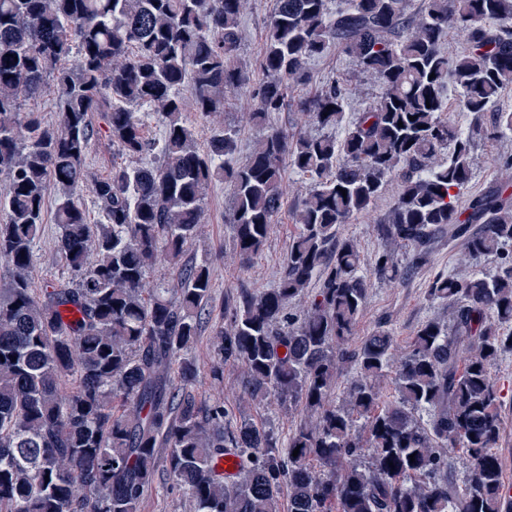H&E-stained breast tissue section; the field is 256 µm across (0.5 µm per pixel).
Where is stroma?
<instances>
[{"instance_id":"stroma-1","label":"stroma","mask_w":512,"mask_h":512,"mask_svg":"<svg viewBox=\"0 0 512 512\" xmlns=\"http://www.w3.org/2000/svg\"><path fill=\"white\" fill-rule=\"evenodd\" d=\"M272 7L273 0H248L241 18V59L246 82L250 85L261 78L255 61L263 48L264 23ZM333 76L349 80L355 89L354 96L345 108V118L349 121L356 117L365 104L375 100L381 91L379 83L363 74L352 58L334 52L310 65L309 80L303 87L304 92H315ZM251 110L252 106L245 92L241 91L217 117L197 120V143L200 150H207L214 129L230 126L237 133L236 158L242 163L255 144L262 139L267 127L273 126L289 132L309 127L303 115L291 108L272 114L268 126H258L249 119ZM90 120L96 135L86 155L85 174L87 181L91 182L108 175L114 165L121 163L122 157L112 148L102 114L91 113ZM476 156L472 178L462 189L461 199H468L471 195L491 187L512 188V169H504L498 164L499 159L512 158V134H504L492 142H479ZM284 189L282 209L265 249L250 264L241 265L236 252L229 225L232 191L229 185L221 181L213 182L205 195L202 222L190 247L191 254H208L214 258L210 316L205 320L201 335L191 353L193 360L201 368L192 392L202 402H223L225 410L235 419H250L256 424L272 427L282 438L287 437L300 423L302 415L299 409L274 400L260 405L249 402L244 393V369L241 364L224 363L220 375L217 376L212 373V365L215 361L213 325L226 315L227 297L242 287H272L287 256L288 246L297 232L292 214L304 192V185L293 171L288 170L284 173ZM61 194V189H52L46 201L37 261L31 272V283L36 289L42 288L47 281L69 275L55 245L58 229L54 222V211ZM392 201V191H385L368 212L356 216L350 224L342 228L345 236L357 241L365 259H372L383 247L373 227L384 222ZM464 251L463 239L439 240L433 246L429 263L419 269L410 280L395 284H374L367 296L355 334L349 342L350 347L360 345L378 322L385 321L393 329L396 349L401 352L408 347L412 336L426 321H448L451 316L450 307L430 300L427 296V288L434 275L443 272L466 276L475 269L488 271L494 266L490 259L477 264L465 261ZM492 377L500 390L502 416L501 434L495 452L502 463L504 480L512 481V353L504 354L500 358L492 369ZM139 512H192V504L188 497L172 485L166 472L161 471L158 472L155 486L148 492Z\"/></svg>"}]
</instances>
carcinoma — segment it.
Returning <instances> with one entry per match:
<instances>
[{
    "label": "carcinoma",
    "mask_w": 512,
    "mask_h": 512,
    "mask_svg": "<svg viewBox=\"0 0 512 512\" xmlns=\"http://www.w3.org/2000/svg\"><path fill=\"white\" fill-rule=\"evenodd\" d=\"M246 2L0 0V258L13 269L0 289V512H138L159 448L195 512H281L284 484L290 512H502L491 369L512 351V198L484 192L464 212L457 199L475 139L512 133V112L483 122L512 85V0H421L415 15L409 0H274L257 59L264 79L246 89L251 119L264 125L293 106L324 133L272 128L238 164L230 130L199 150L182 88L201 119L242 88ZM451 33L466 43L452 55L443 50ZM335 50L382 88L347 125L346 80L295 92ZM50 81L59 115L44 125L23 108ZM450 82L472 117L466 131L443 117ZM136 107L153 109L159 141L146 138ZM92 112L104 113L128 159L92 186L102 224L88 222L80 194ZM287 167L305 192L279 277L239 289L229 323L215 330L218 363L244 366L250 400L306 412L282 443L192 394L200 367L188 353L213 284L212 260L188 250L206 190L222 180L241 263H250L276 223ZM392 185L388 217L373 227L385 248L368 266L341 230ZM54 187L65 190L55 224L71 277L36 293L29 273ZM444 237L465 238L469 260H496L488 273L432 280L428 296L452 308L451 325H421L398 357L385 324L349 348L373 281L409 278ZM161 262L176 284L147 287ZM311 287L310 305L295 313L291 302ZM346 362L356 376L333 404ZM390 375L397 397L384 405ZM119 401L128 411L113 410ZM453 448L471 463L462 491ZM226 453L241 460L230 482L216 473Z\"/></svg>",
    "instance_id": "carcinoma-1"
}]
</instances>
